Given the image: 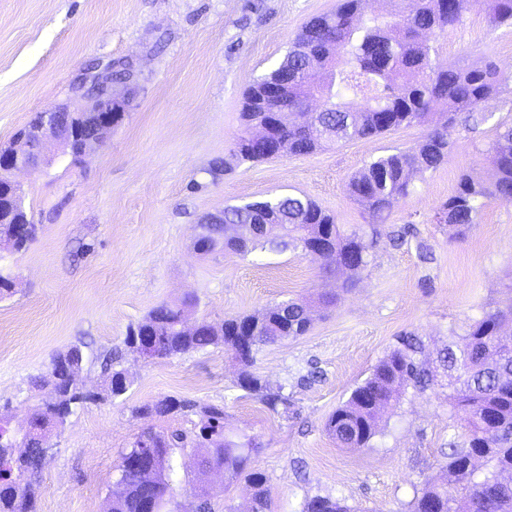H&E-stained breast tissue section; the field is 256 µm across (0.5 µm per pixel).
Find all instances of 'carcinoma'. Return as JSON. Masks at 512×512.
I'll use <instances>...</instances> for the list:
<instances>
[{
	"instance_id": "carcinoma-1",
	"label": "carcinoma",
	"mask_w": 512,
	"mask_h": 512,
	"mask_svg": "<svg viewBox=\"0 0 512 512\" xmlns=\"http://www.w3.org/2000/svg\"><path fill=\"white\" fill-rule=\"evenodd\" d=\"M374 0H343L333 12L312 18L297 35L280 65L247 88L243 99V129L234 142L233 156L240 161L268 158L263 141L250 140L247 131L263 125L288 147L290 155H307L332 143L381 135L401 126L427 128L414 152L396 151L381 156L351 177L349 196L369 215L371 241L383 235V224L400 199L413 190L418 173L434 171L448 161L450 130L459 122L476 120L479 103L503 94L509 79L495 66L450 64L441 66L430 39L443 35L464 15L481 12L493 28L512 25V0H389L390 10L378 13ZM322 99L316 123L310 127L275 124V113L301 108L312 93ZM444 112L432 111L436 102ZM487 154L495 175L490 182L461 176L456 192L435 219L450 227L477 223L486 202H512V123L499 127ZM231 224H254L257 234L247 244L226 234ZM365 232H348L336 216L310 198L288 194L264 201L224 208V223L204 228L202 240H224V250L245 255L256 246L274 252L305 251L315 240L324 243L320 256L328 276L355 273L368 264L357 251ZM309 306L301 300L269 305L252 313L228 318L221 324L206 320L185 334L187 305L160 304L131 328L124 345L132 347L141 336L154 338L151 356L182 357L209 346L221 345L241 366L235 387L257 397L276 412L288 406L281 388L248 371L260 349L304 335L310 327ZM66 353L52 356L45 384L61 391L53 407H45L19 436L0 416V512H36L37 487L32 477L45 457L44 434L65 424L87 397L67 389L64 375H56ZM422 341L413 335L400 339L326 422L327 433L340 448H364L379 429L382 411L411 386L424 391L446 378L448 404L467 411L466 433L450 442L448 462L428 476L410 504L409 512H512V483L499 479L512 474V307L491 310L469 324L461 341H448L437 349L435 366L424 360ZM107 391L121 375L119 356L102 362ZM193 412L199 416L193 447L203 449L197 468L204 474L213 467L224 477L244 478L251 486V512H270L264 474L250 467L259 442L256 437L228 426L224 409L200 406L189 400L165 398L138 408L143 416ZM187 435L146 431L122 453L127 457L153 449L152 475L135 468H119L122 497L112 499L108 512H168L175 473L174 450L187 447ZM209 488L191 492L177 512H211ZM303 512H351L344 500L314 496Z\"/></svg>"
}]
</instances>
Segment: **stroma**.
<instances>
[{"instance_id": "1", "label": "stroma", "mask_w": 512, "mask_h": 512, "mask_svg": "<svg viewBox=\"0 0 512 512\" xmlns=\"http://www.w3.org/2000/svg\"><path fill=\"white\" fill-rule=\"evenodd\" d=\"M336 2L0 0V145L34 113L79 107L74 83L90 63L134 68L128 113L101 147L73 162L56 158L48 143L53 163L20 175L37 233L21 251L0 253L14 275L13 295L0 299V414L26 425L48 399L35 380L55 353L81 340L97 353L120 351L132 380L110 399L96 364L79 372L94 399L47 435L38 512H105L121 454L142 431H194L191 413L136 415L165 397L223 407L235 428L258 436L253 461L266 476L271 512H302L315 495L342 499L352 512H408L451 436L463 433L465 413L438 385L406 389L365 448L337 447L325 422L401 336H419L432 352L490 309L512 306V203L489 202L477 224L456 234L434 221L462 174L491 178L485 148L512 119V96L487 100L475 128L452 130L447 164L417 174L368 265L333 305L315 302L340 287L320 257L194 248L206 215L280 195L309 197L344 227L366 226L349 179L378 157L418 148L425 130L413 125L303 156L233 157L246 87ZM435 46L440 64L489 61L512 75V26L492 28L482 13L466 14ZM217 161L227 168L214 176ZM407 226L411 234L390 240ZM187 298L196 301L190 321L215 324L269 304L313 301L309 332L264 346L250 368L282 386L287 411L232 388L240 367L223 347L154 360L124 347L129 327L152 308ZM175 460V502L203 484L212 489V512L228 504L244 512L252 495L245 481L199 474L189 449Z\"/></svg>"}]
</instances>
